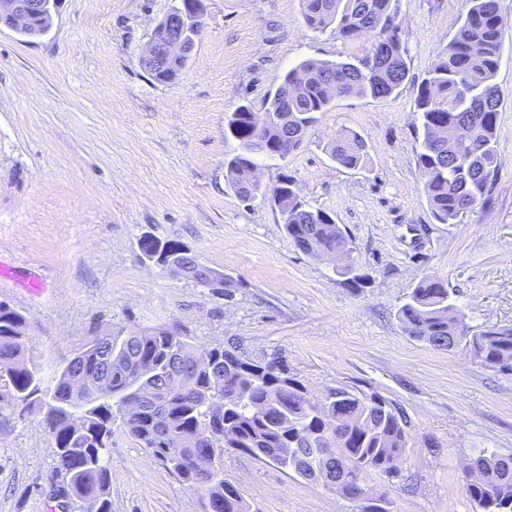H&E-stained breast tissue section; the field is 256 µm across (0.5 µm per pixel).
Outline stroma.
I'll return each mask as SVG.
<instances>
[{
	"label": "stroma",
	"mask_w": 512,
	"mask_h": 512,
	"mask_svg": "<svg viewBox=\"0 0 512 512\" xmlns=\"http://www.w3.org/2000/svg\"><path fill=\"white\" fill-rule=\"evenodd\" d=\"M174 0H57L50 31L0 26V261L44 294L0 279V304L26 321L28 356L51 378L91 339L165 326L198 348L221 344L275 360L312 397L376 394L407 418L397 477L371 476L386 512H477L463 467L483 451L512 456V374L465 347L416 340L396 312L422 276L444 280L472 331L512 325V0L496 82L501 168L485 207L432 223L416 162L415 88L466 11L465 0H398L408 81L383 100L342 98L288 159L256 156L266 187L290 176L309 207L334 213L364 285L327 256L301 253L279 211L241 202L225 182L224 124L261 108L300 60L362 53L365 40L307 30L301 0H203L206 26L178 78L142 65ZM357 132L363 169L326 147ZM177 241L223 272L227 288L172 277L144 261L141 235ZM39 405L0 406V512H56L54 448ZM112 512H198L178 483L120 427L108 456ZM224 477L249 512H364L276 464L230 450Z\"/></svg>",
	"instance_id": "35a3bbf8"
}]
</instances>
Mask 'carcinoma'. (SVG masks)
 I'll use <instances>...</instances> for the list:
<instances>
[{"mask_svg": "<svg viewBox=\"0 0 512 512\" xmlns=\"http://www.w3.org/2000/svg\"><path fill=\"white\" fill-rule=\"evenodd\" d=\"M307 28L336 31L345 41L367 39L362 55L346 60L307 58L288 69L263 111L243 104L227 121L225 137L237 152L225 161L227 185L243 202L261 195L277 208L295 248L312 256L334 253L344 264L336 272L355 282L351 240L326 211L308 208L282 178L270 189L253 180L255 156L285 159L305 142L319 114L343 97L385 99L407 79V48L396 0H301ZM51 8L17 26L0 24L24 37L45 34ZM203 21L174 6L154 27L162 38L176 25L195 44ZM503 43L501 0H466V12L427 75L417 85V164L429 213L437 224H457L491 197L501 167L497 130L503 102L495 82ZM190 56L165 66L149 60L144 68L159 83L177 78ZM288 123H282L283 117ZM340 167H364L367 147L351 130H340L327 146ZM142 254H167L179 263L186 247L156 237L139 240ZM197 284L226 288L224 273L199 262ZM403 331L419 341L452 349L470 348L482 365L512 372V327L469 333L464 315L450 302L444 281L423 276L397 312ZM25 319L0 304V378L13 404L39 402L47 408L45 428L55 448L58 507L90 501L96 512H112L106 454L118 424L193 491L199 512H247L238 490L224 479V450L230 448L270 461L310 481L332 484L341 496L349 488L369 494L370 475L393 476L406 458V419L377 395L347 389L325 401L305 400L306 389L273 361L253 360L214 346L200 350L185 336L165 328L98 336L44 385L26 357ZM111 343L112 370L100 382L101 345ZM154 372L167 380L160 402L141 400L126 409L129 390ZM215 454L206 474L195 459ZM466 496L480 512H512V456L480 453L467 462Z\"/></svg>", "mask_w": 512, "mask_h": 512, "instance_id": "1", "label": "carcinoma"}]
</instances>
